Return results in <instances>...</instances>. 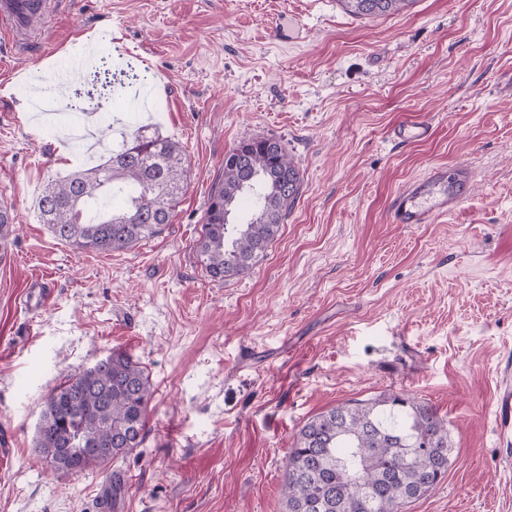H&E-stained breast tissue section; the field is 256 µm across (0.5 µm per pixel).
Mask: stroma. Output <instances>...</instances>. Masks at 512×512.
Wrapping results in <instances>:
<instances>
[{
  "mask_svg": "<svg viewBox=\"0 0 512 512\" xmlns=\"http://www.w3.org/2000/svg\"><path fill=\"white\" fill-rule=\"evenodd\" d=\"M297 39L283 41L294 20ZM34 50L0 39V204L20 229L0 259V512H282L288 452L312 417L384 392L448 423V472L405 512H512V0H414L379 17L339 0H58ZM102 54L145 72L138 111L102 95ZM74 68L87 108L156 124L190 178L164 232L81 252L43 224L54 180L105 161L46 110ZM425 119V143L392 126ZM282 140L302 191L250 275L215 281L194 250L224 155ZM438 165L463 200L433 224L389 223L399 189ZM51 294L25 303L28 283ZM146 367L147 435L112 473L52 472L32 439L65 377L111 351Z\"/></svg>",
  "mask_w": 512,
  "mask_h": 512,
  "instance_id": "stroma-1",
  "label": "stroma"
}]
</instances>
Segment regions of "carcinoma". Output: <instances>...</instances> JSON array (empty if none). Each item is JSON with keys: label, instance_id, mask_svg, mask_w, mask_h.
<instances>
[{"label": "carcinoma", "instance_id": "carcinoma-1", "mask_svg": "<svg viewBox=\"0 0 512 512\" xmlns=\"http://www.w3.org/2000/svg\"><path fill=\"white\" fill-rule=\"evenodd\" d=\"M357 17L402 11L413 0H339ZM189 175L179 143L150 124L136 127L97 165L72 172L38 201L43 223L84 252L122 251L171 223ZM303 183L299 167L275 138L241 139L224 154L212 187L197 259L208 277L242 276L266 255ZM0 205V250L14 232ZM153 391L149 373L114 351L70 376L49 394L33 444L74 475L106 468L140 447ZM98 447L96 456L87 449ZM448 423L429 405L382 393L340 403L307 421L288 453L284 512H403L448 472Z\"/></svg>", "mask_w": 512, "mask_h": 512}]
</instances>
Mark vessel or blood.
<instances>
[{"instance_id": "vessel-or-blood-1", "label": "vessel or blood", "mask_w": 512, "mask_h": 512, "mask_svg": "<svg viewBox=\"0 0 512 512\" xmlns=\"http://www.w3.org/2000/svg\"><path fill=\"white\" fill-rule=\"evenodd\" d=\"M54 0H0V30L15 39H23L30 32L33 13L52 12ZM432 136V126L423 120H409L395 126L391 137L396 143H422ZM456 183L448 172L437 169L424 179L412 182L394 199L390 211L391 223L412 227L447 216L449 206L456 200Z\"/></svg>"}]
</instances>
